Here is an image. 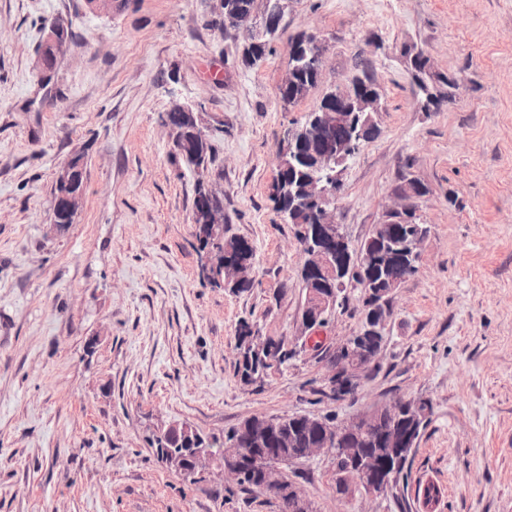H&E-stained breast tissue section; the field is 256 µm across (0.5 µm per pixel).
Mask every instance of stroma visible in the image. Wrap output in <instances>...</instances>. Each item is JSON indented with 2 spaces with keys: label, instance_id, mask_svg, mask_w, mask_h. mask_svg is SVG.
Segmentation results:
<instances>
[{
  "label": "stroma",
  "instance_id": "1",
  "mask_svg": "<svg viewBox=\"0 0 512 512\" xmlns=\"http://www.w3.org/2000/svg\"><path fill=\"white\" fill-rule=\"evenodd\" d=\"M72 36L50 76L51 26ZM328 42L319 82L279 96L290 43ZM222 0H0V512H278L220 468L197 483L148 439L177 421L223 437L252 417L343 422L396 400L433 413L396 488L336 491L331 454L289 465L317 512H512V0H293L264 59ZM441 96L419 101L407 52ZM367 67L376 136L343 175L336 218L353 253L407 180L428 228L416 271L391 294L379 359L354 394L324 385L355 334L363 291L303 345L305 256L270 199L280 150L323 95ZM191 106L216 153L188 165L165 116ZM83 154L84 201L56 227L61 162ZM219 192L230 236L254 249L253 287L201 275L198 185ZM256 323L299 354L246 384L237 327Z\"/></svg>",
  "mask_w": 512,
  "mask_h": 512
}]
</instances>
